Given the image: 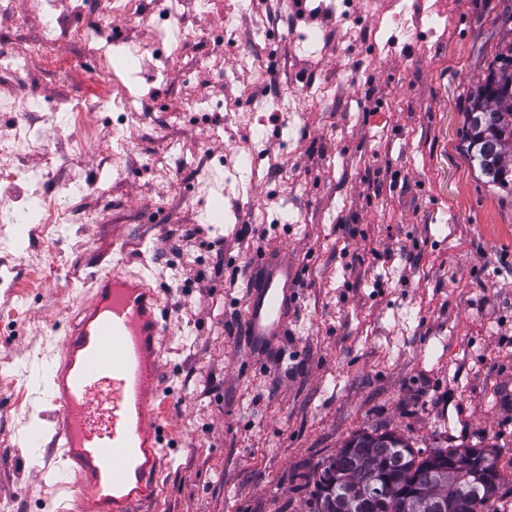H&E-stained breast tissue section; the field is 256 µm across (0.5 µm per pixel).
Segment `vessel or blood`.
Returning a JSON list of instances; mask_svg holds the SVG:
<instances>
[{
  "instance_id": "vessel-or-blood-1",
  "label": "vessel or blood",
  "mask_w": 512,
  "mask_h": 512,
  "mask_svg": "<svg viewBox=\"0 0 512 512\" xmlns=\"http://www.w3.org/2000/svg\"><path fill=\"white\" fill-rule=\"evenodd\" d=\"M239 332L248 356L277 350L299 302V268L282 250L251 262ZM170 316L142 272L125 268L99 278L64 337L59 360L45 369L57 430L53 462L34 460L39 477L68 475L76 512H133L157 491L168 461L166 434L155 419L164 385L163 346Z\"/></svg>"
}]
</instances>
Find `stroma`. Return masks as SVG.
Returning a JSON list of instances; mask_svg holds the SVG:
<instances>
[{
	"instance_id": "obj_1",
	"label": "stroma",
	"mask_w": 512,
	"mask_h": 512,
	"mask_svg": "<svg viewBox=\"0 0 512 512\" xmlns=\"http://www.w3.org/2000/svg\"><path fill=\"white\" fill-rule=\"evenodd\" d=\"M265 0H185L196 35L182 61L155 56L170 0H139L147 19L106 25L136 67L112 57L113 93L132 86L143 112L99 98L97 63L70 40L61 75L21 53L44 18L28 0L0 12V45L19 60L0 71V99L38 96L44 111L0 118L38 149L22 179L0 180V242L15 281L36 279L0 335V495L12 512H60L69 489L39 485L46 453L45 367L57 357L93 281L130 265L173 308L163 354L169 464L148 512H306L327 459L361 431H393L416 448H492L512 475V189L485 184L465 152L468 94L512 41V0H371L345 11L303 0L252 36ZM383 19L366 48L336 31ZM235 29L215 32L223 13ZM244 54L269 58L261 83ZM218 56L217 69H194ZM210 108L193 117L187 100ZM299 105L288 116L279 100ZM80 102L81 127L58 110ZM113 156L104 165L100 148ZM96 216L40 232L27 182ZM222 203L224 221L208 210ZM284 249L302 270L288 340L245 364L235 335L247 261Z\"/></svg>"
}]
</instances>
